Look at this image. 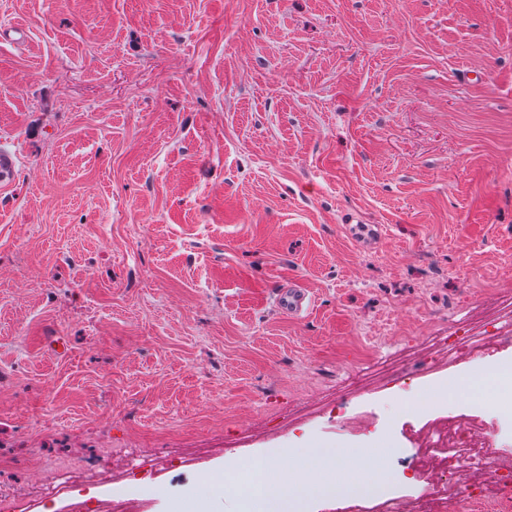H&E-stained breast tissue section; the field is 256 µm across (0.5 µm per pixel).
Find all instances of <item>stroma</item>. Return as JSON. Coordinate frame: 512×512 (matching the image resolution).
I'll return each instance as SVG.
<instances>
[{"instance_id":"obj_1","label":"stroma","mask_w":512,"mask_h":512,"mask_svg":"<svg viewBox=\"0 0 512 512\" xmlns=\"http://www.w3.org/2000/svg\"><path fill=\"white\" fill-rule=\"evenodd\" d=\"M10 25L0 485L29 512H240L202 474L274 458L284 489L318 441L352 480L369 423L409 478L451 421L512 449L467 384L512 346L430 344L512 332V0H0ZM277 307L289 315H297L307 310L311 305V298L303 288L288 285L280 288L276 293ZM476 337L478 336H468L467 330L449 328L448 335L434 336V340L439 351L448 352L449 362L463 359L469 354L470 348L478 346L476 343L480 340H485V343H489L491 338L497 337L507 344H511L512 341V336H483L478 339Z\"/></svg>"}]
</instances>
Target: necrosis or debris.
I'll use <instances>...</instances> for the list:
<instances>
[{"label":"necrosis or debris","instance_id":"4bbe7bcc","mask_svg":"<svg viewBox=\"0 0 512 512\" xmlns=\"http://www.w3.org/2000/svg\"><path fill=\"white\" fill-rule=\"evenodd\" d=\"M477 376L485 380L498 415L512 420V360L484 366ZM477 435L474 427L455 423L449 425L447 432L435 433L431 439L438 456L439 474L444 484L456 489L452 495L409 496L408 483L390 476L383 458L376 454L363 456L359 461L369 473L367 480L336 484L327 477L333 451L321 445L293 456L298 477L283 495L242 503L241 512H311L317 503H331L335 512H347V504L370 500L381 501L385 512H462L464 507L474 504L487 507L489 512H512V470L498 471L489 482L457 481L454 470L458 464L477 471L494 462L492 453L476 447Z\"/></svg>","mask_w":512,"mask_h":512}]
</instances>
